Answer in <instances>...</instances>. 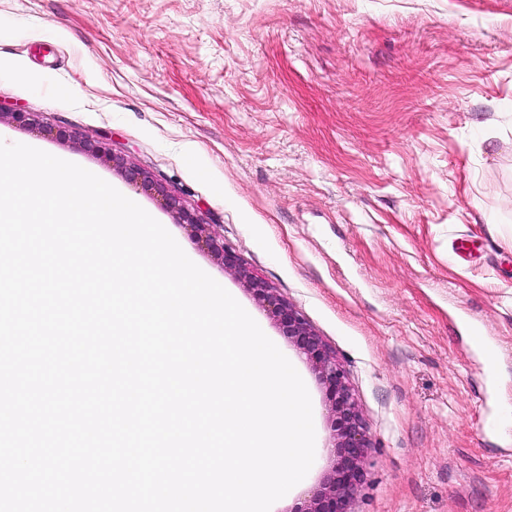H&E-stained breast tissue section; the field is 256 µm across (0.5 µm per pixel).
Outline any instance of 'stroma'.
<instances>
[{
    "mask_svg": "<svg viewBox=\"0 0 512 512\" xmlns=\"http://www.w3.org/2000/svg\"><path fill=\"white\" fill-rule=\"evenodd\" d=\"M0 140L145 209L330 403L253 294L101 137L193 207L336 351L373 443L352 512H512V0H0ZM82 140L56 139L55 128ZM479 327L499 350L473 348Z\"/></svg>",
    "mask_w": 512,
    "mask_h": 512,
    "instance_id": "obj_1",
    "label": "stroma"
}]
</instances>
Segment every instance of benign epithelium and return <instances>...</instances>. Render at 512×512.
<instances>
[{
  "instance_id": "obj_1",
  "label": "benign epithelium",
  "mask_w": 512,
  "mask_h": 512,
  "mask_svg": "<svg viewBox=\"0 0 512 512\" xmlns=\"http://www.w3.org/2000/svg\"><path fill=\"white\" fill-rule=\"evenodd\" d=\"M3 115L20 126L37 123L34 113L0 104V117ZM88 147L104 162L119 169L128 182L144 192L161 196L164 209L173 214L178 223L191 228L194 239L220 259L224 270L233 273L246 284L255 299L276 320L283 336L305 355L331 403L333 465L319 489L297 508V512H351L352 500L367 480V465L373 444L336 351L275 288L249 272L241 257L220 242L181 197L157 187L144 170L125 166L124 161L113 153L109 143L99 141L88 144Z\"/></svg>"
}]
</instances>
